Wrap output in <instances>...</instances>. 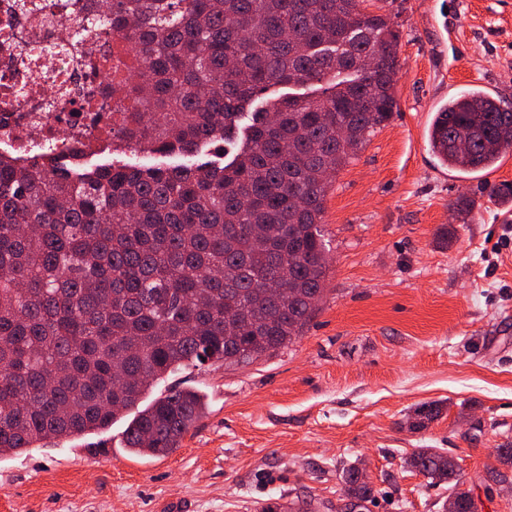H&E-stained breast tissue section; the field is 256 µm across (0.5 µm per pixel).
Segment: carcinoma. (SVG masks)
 Wrapping results in <instances>:
<instances>
[{"label":"carcinoma","mask_w":512,"mask_h":512,"mask_svg":"<svg viewBox=\"0 0 512 512\" xmlns=\"http://www.w3.org/2000/svg\"><path fill=\"white\" fill-rule=\"evenodd\" d=\"M364 0H111L87 22L132 40L140 74L112 147L222 166H104L0 157V456L126 422L127 452L164 457L207 414L193 387L155 388L207 362L271 355L302 335L329 271L328 175L397 108L399 32ZM239 118L262 91L313 87ZM442 166L493 169L512 109L480 90L448 99L428 129ZM405 463L479 512L453 459ZM348 498L373 488L349 468Z\"/></svg>","instance_id":"carcinoma-1"}]
</instances>
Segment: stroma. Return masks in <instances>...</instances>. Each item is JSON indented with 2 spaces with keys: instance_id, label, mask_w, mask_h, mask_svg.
<instances>
[{
  "instance_id": "obj_1",
  "label": "stroma",
  "mask_w": 512,
  "mask_h": 512,
  "mask_svg": "<svg viewBox=\"0 0 512 512\" xmlns=\"http://www.w3.org/2000/svg\"><path fill=\"white\" fill-rule=\"evenodd\" d=\"M400 34L397 108L331 179L322 230L333 262L301 336L249 363L169 376L210 412L166 457L100 434L0 457V512H262L274 500L351 512L341 473L363 471L361 512H443L447 487L405 459L454 457L480 512H512V150L490 173L443 169L427 127L481 88L512 107V0H366ZM90 166L189 165L138 148ZM474 200L459 215L458 199ZM440 414L414 427L420 407ZM121 465H113V458Z\"/></svg>"
}]
</instances>
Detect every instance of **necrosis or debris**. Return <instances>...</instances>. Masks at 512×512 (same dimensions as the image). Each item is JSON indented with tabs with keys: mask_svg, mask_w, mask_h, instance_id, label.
Instances as JSON below:
<instances>
[{
	"mask_svg": "<svg viewBox=\"0 0 512 512\" xmlns=\"http://www.w3.org/2000/svg\"><path fill=\"white\" fill-rule=\"evenodd\" d=\"M103 0H0V155L38 150L66 157L112 142V126L126 102L92 97L111 75L130 79L128 54L113 51L108 28L85 25ZM110 65L98 67L102 57Z\"/></svg>",
	"mask_w": 512,
	"mask_h": 512,
	"instance_id": "1",
	"label": "necrosis or debris"
}]
</instances>
